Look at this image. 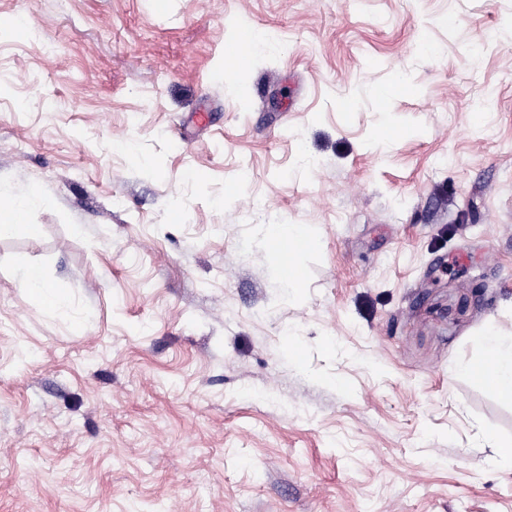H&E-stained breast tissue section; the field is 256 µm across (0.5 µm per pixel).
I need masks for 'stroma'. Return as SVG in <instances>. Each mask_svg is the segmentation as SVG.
<instances>
[{"mask_svg":"<svg viewBox=\"0 0 512 512\" xmlns=\"http://www.w3.org/2000/svg\"><path fill=\"white\" fill-rule=\"evenodd\" d=\"M15 18L0 195L38 200L0 239V512H512V405L455 370L512 336V0ZM246 27L279 47L225 81ZM270 239L288 254V250L293 248L289 241L297 243L299 246H305L313 242L304 225L300 224H272L269 225ZM278 238H288L279 239ZM289 240V241H288ZM18 282L26 288L31 302L41 307H57L64 301L63 291L46 284L40 273L31 266L25 257L18 256L13 263Z\"/></svg>","mask_w":512,"mask_h":512,"instance_id":"obj_1","label":"stroma"}]
</instances>
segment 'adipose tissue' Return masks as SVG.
Masks as SVG:
<instances>
[{"mask_svg": "<svg viewBox=\"0 0 512 512\" xmlns=\"http://www.w3.org/2000/svg\"><path fill=\"white\" fill-rule=\"evenodd\" d=\"M13 270L33 304L51 308L62 304V290L46 284L25 257L15 259ZM458 369L479 381L488 382L492 395L501 401L512 403V337L507 338L501 336L496 329H488L484 338L483 357L460 363Z\"/></svg>", "mask_w": 512, "mask_h": 512, "instance_id": "adipose-tissue-1", "label": "adipose tissue"}]
</instances>
